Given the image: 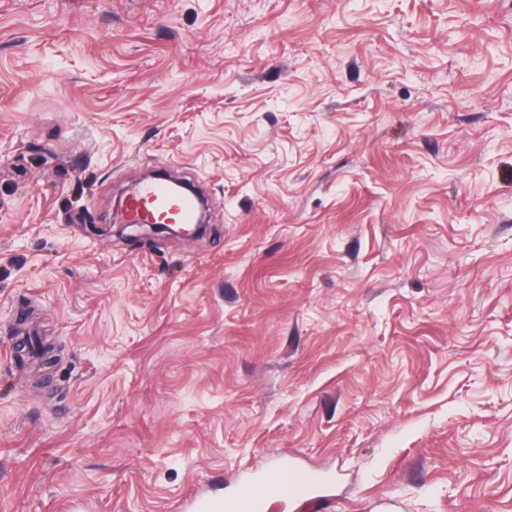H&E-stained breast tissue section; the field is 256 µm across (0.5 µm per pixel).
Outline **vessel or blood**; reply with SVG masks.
<instances>
[{
	"label": "vessel or blood",
	"instance_id": "b4317fda",
	"mask_svg": "<svg viewBox=\"0 0 512 512\" xmlns=\"http://www.w3.org/2000/svg\"><path fill=\"white\" fill-rule=\"evenodd\" d=\"M198 209L195 195H177L169 181L155 179L139 184L128 194L123 218L129 224H188ZM317 476L291 465L245 483L222 501L199 497L192 501L193 512H265L273 502L297 501L308 496Z\"/></svg>",
	"mask_w": 512,
	"mask_h": 512
}]
</instances>
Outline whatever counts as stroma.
<instances>
[{"mask_svg": "<svg viewBox=\"0 0 512 512\" xmlns=\"http://www.w3.org/2000/svg\"><path fill=\"white\" fill-rule=\"evenodd\" d=\"M198 239L121 229L146 170ZM512 512V0H0V512ZM318 482L317 476L291 465L245 483L221 502L198 497L191 503L193 512H262L272 502L297 501L308 496Z\"/></svg>", "mask_w": 512, "mask_h": 512, "instance_id": "stroma-1", "label": "stroma"}]
</instances>
